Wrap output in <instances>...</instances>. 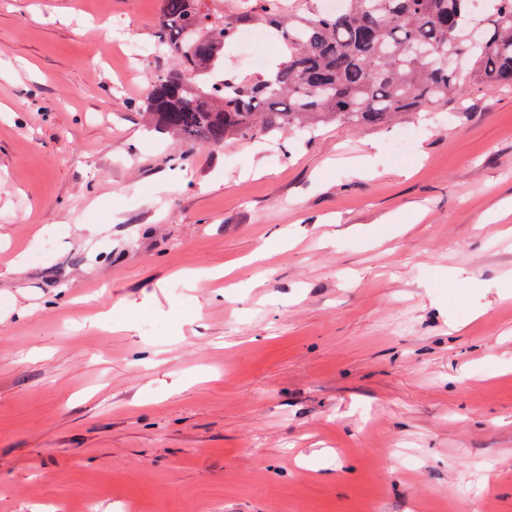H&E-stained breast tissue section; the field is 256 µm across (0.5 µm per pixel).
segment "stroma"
<instances>
[{
    "label": "stroma",
    "mask_w": 512,
    "mask_h": 512,
    "mask_svg": "<svg viewBox=\"0 0 512 512\" xmlns=\"http://www.w3.org/2000/svg\"><path fill=\"white\" fill-rule=\"evenodd\" d=\"M160 6L0 0V512H512V85L190 145Z\"/></svg>",
    "instance_id": "35a3bbf8"
}]
</instances>
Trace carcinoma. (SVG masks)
<instances>
[{
  "mask_svg": "<svg viewBox=\"0 0 512 512\" xmlns=\"http://www.w3.org/2000/svg\"><path fill=\"white\" fill-rule=\"evenodd\" d=\"M472 0H314L283 11L254 0L253 16L272 28L288 54L269 75L240 77L224 63L239 27L224 0H162L152 47L170 55L144 104L155 127L187 143L224 148L238 137L302 134L343 122L379 126L400 112L448 101L463 81L512 83V0H488L483 40L454 38L473 21ZM222 72L220 88L212 78Z\"/></svg>",
  "mask_w": 512,
  "mask_h": 512,
  "instance_id": "carcinoma-1",
  "label": "carcinoma"
}]
</instances>
